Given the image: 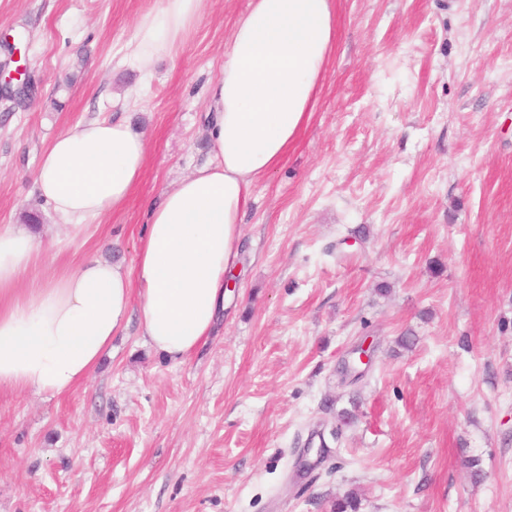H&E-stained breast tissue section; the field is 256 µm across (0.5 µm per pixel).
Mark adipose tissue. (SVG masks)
Returning <instances> with one entry per match:
<instances>
[{
	"label": "adipose tissue",
	"mask_w": 512,
	"mask_h": 512,
	"mask_svg": "<svg viewBox=\"0 0 512 512\" xmlns=\"http://www.w3.org/2000/svg\"><path fill=\"white\" fill-rule=\"evenodd\" d=\"M201 2L161 0L139 17L131 61L143 78L200 20ZM335 44V0H249L211 87V159L148 205L133 267L87 257L22 293L39 243L29 230L0 225V390L75 391L134 310L157 352L181 362L196 351L224 309L252 188L310 121ZM148 153V138L126 120L78 121L43 153L37 194L55 223L79 236L127 202Z\"/></svg>",
	"instance_id": "1"
}]
</instances>
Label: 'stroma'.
Here are the masks:
<instances>
[{
	"label": "stroma",
	"mask_w": 512,
	"mask_h": 512,
	"mask_svg": "<svg viewBox=\"0 0 512 512\" xmlns=\"http://www.w3.org/2000/svg\"><path fill=\"white\" fill-rule=\"evenodd\" d=\"M247 4L203 0L131 104L133 27L160 0H0V67L14 45L34 85L0 97V225L36 213L45 251L21 287L86 255L133 266L146 202L209 159L208 88ZM336 5L312 118L253 188L211 336L177 363L133 314L74 392L0 390V512H331L350 491L359 512H512V0ZM101 114L149 155L72 241L33 171ZM363 341L371 367L344 373ZM308 447L325 454L304 474Z\"/></svg>",
	"instance_id": "stroma-1"
}]
</instances>
